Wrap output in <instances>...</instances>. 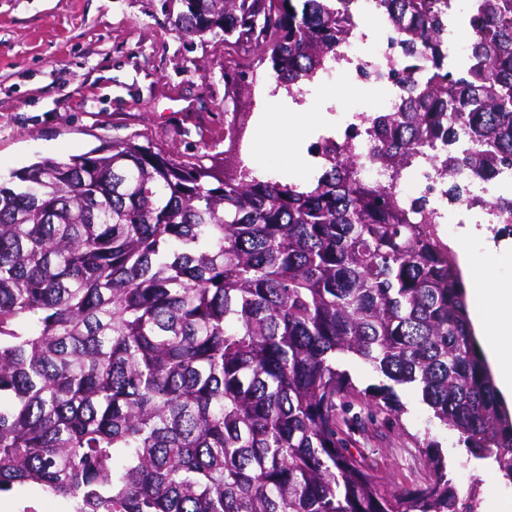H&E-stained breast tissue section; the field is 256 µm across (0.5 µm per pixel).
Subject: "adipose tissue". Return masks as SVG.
<instances>
[{"label":"adipose tissue","mask_w":512,"mask_h":512,"mask_svg":"<svg viewBox=\"0 0 512 512\" xmlns=\"http://www.w3.org/2000/svg\"><path fill=\"white\" fill-rule=\"evenodd\" d=\"M279 97L262 89L259 107L262 111L260 130L255 137L247 164L256 173H270V158L278 156L284 172H310L312 164L298 163L288 153L280 152L281 137L297 143L304 140L319 121L320 102H307L299 111L289 114L279 110ZM459 247L468 260L474 304V321L483 337L484 350L492 364L501 394L512 397V279H502L498 270L508 259L493 251H486L479 260L469 257L471 243L463 239Z\"/></svg>","instance_id":"ef3b65f1"}]
</instances>
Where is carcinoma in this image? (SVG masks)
<instances>
[{"label":"carcinoma","instance_id":"cac0c4a2","mask_svg":"<svg viewBox=\"0 0 512 512\" xmlns=\"http://www.w3.org/2000/svg\"><path fill=\"white\" fill-rule=\"evenodd\" d=\"M187 36L314 82L353 0H164ZM427 60L372 119L397 178L421 155L512 172V0H474L463 64L448 0H377ZM251 65L224 75L243 96ZM379 382L363 389L349 367ZM410 385L466 455L512 481V416L474 335L455 251L423 205L326 163L303 184L208 171L133 140L0 183V494L37 484L73 512H479L439 442L390 490L350 452L353 402L402 423Z\"/></svg>","mask_w":512,"mask_h":512}]
</instances>
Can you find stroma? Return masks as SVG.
<instances>
[{
  "label": "stroma",
  "instance_id": "35a3bbf8",
  "mask_svg": "<svg viewBox=\"0 0 512 512\" xmlns=\"http://www.w3.org/2000/svg\"><path fill=\"white\" fill-rule=\"evenodd\" d=\"M245 61L225 55L221 38L183 36L163 0H0V178L128 139L195 167L236 166L227 132L250 141L255 114L235 111L224 74ZM355 95L351 82L332 86L325 119L295 148L300 162L316 138L335 132L337 110ZM398 394L408 408L403 426L376 421L353 451L376 461L377 475L398 489L420 479L417 446L433 438L456 464L459 492L481 479L482 512H501L512 482L467 462L457 432L429 427L413 389Z\"/></svg>",
  "mask_w": 512,
  "mask_h": 512
}]
</instances>
